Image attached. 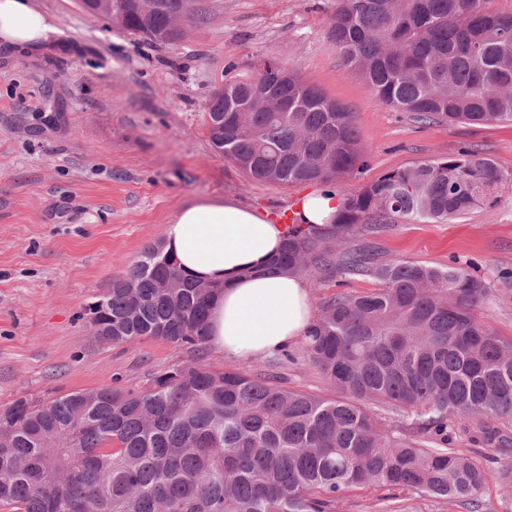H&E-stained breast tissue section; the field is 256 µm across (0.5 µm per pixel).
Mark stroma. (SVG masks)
Returning <instances> with one entry per match:
<instances>
[{"mask_svg": "<svg viewBox=\"0 0 512 512\" xmlns=\"http://www.w3.org/2000/svg\"><path fill=\"white\" fill-rule=\"evenodd\" d=\"M61 31L36 57L0 52V407L109 386L139 391L187 359L145 338L112 343L83 309L164 230L190 200L225 198L266 214L287 212L309 187L248 177L215 152L205 106L224 81L276 59L346 105L368 165L336 183L343 196L384 174L447 159L469 146L486 153L503 181L486 203L442 222L396 223L367 243L376 256L465 267L492 292L477 309L512 340V125H422L379 103L330 38L336 0H196L206 22L169 45L138 40L86 15L78 0H36ZM206 367L268 373L298 392L332 396L304 341L287 355ZM448 446L487 461L512 484V453L448 430ZM335 512H469L407 490L366 488Z\"/></svg>", "mask_w": 512, "mask_h": 512, "instance_id": "1", "label": "stroma"}]
</instances>
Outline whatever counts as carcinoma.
I'll return each mask as SVG.
<instances>
[{
  "label": "carcinoma",
  "instance_id": "obj_1",
  "mask_svg": "<svg viewBox=\"0 0 512 512\" xmlns=\"http://www.w3.org/2000/svg\"><path fill=\"white\" fill-rule=\"evenodd\" d=\"M486 0H337L330 37L376 100L425 125L512 124V14ZM167 12L130 11L123 31L167 30ZM259 81L226 82L211 98L224 126L212 146L263 182L329 184L366 166L348 108L294 72L263 60ZM288 96L275 116L258 93ZM503 174L487 155L389 172L347 196L329 224L291 222L271 268L374 280L365 294L321 304L305 335L309 362L336 390H286L266 373L213 370L216 288L187 279L162 246L97 296L104 340L161 338L190 357L140 393L110 387L0 408V509L10 512H331L347 492L407 489L462 500L497 479L447 448L448 424L494 434L512 421V341L487 329L477 307L488 284L452 264L380 259L355 244L398 221H446L487 202ZM412 417L403 431L368 404Z\"/></svg>",
  "mask_w": 512,
  "mask_h": 512
}]
</instances>
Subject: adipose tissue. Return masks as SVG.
Returning <instances> with one entry per match:
<instances>
[{"instance_id":"adipose-tissue-1","label":"adipose tissue","mask_w":512,"mask_h":512,"mask_svg":"<svg viewBox=\"0 0 512 512\" xmlns=\"http://www.w3.org/2000/svg\"><path fill=\"white\" fill-rule=\"evenodd\" d=\"M55 21L33 0H0V51L31 55L52 42ZM343 197L327 186L298 198L302 224L331 221ZM285 227L278 219L229 199L200 198L183 206L164 232V248L183 274L220 285L210 314L211 344L225 359L274 354L305 336L313 302L302 276L271 273Z\"/></svg>"}]
</instances>
